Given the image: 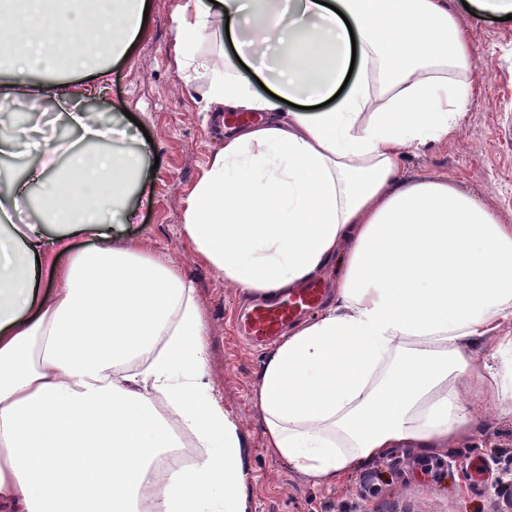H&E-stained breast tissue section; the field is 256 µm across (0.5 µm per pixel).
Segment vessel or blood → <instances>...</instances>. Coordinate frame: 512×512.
I'll list each match as a JSON object with an SVG mask.
<instances>
[{
  "label": "vessel or blood",
  "mask_w": 512,
  "mask_h": 512,
  "mask_svg": "<svg viewBox=\"0 0 512 512\" xmlns=\"http://www.w3.org/2000/svg\"><path fill=\"white\" fill-rule=\"evenodd\" d=\"M324 294V288L316 281L278 293L273 298L254 304L247 313L236 317L234 329L243 333L253 346L269 347L288 326L321 308Z\"/></svg>",
  "instance_id": "vessel-or-blood-1"
}]
</instances>
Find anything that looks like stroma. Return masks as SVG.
Returning <instances> with one entry per match:
<instances>
[{"label":"stroma","instance_id":"stroma-1","mask_svg":"<svg viewBox=\"0 0 512 512\" xmlns=\"http://www.w3.org/2000/svg\"><path fill=\"white\" fill-rule=\"evenodd\" d=\"M147 2L137 40L112 63L100 115L115 127L114 149L142 153L153 193L147 201L130 196L137 223H123L113 212L102 219L112 226L110 246L162 258L195 287L207 375L241 438L244 512H497L500 493L512 490V404L436 453L440 467L425 481L411 467L419 458L411 448L393 449L333 482L317 481L266 452L259 395L269 355L234 337L229 317L243 294L182 232L184 203L224 142V116L205 110L203 81L185 84L179 72L172 18L182 0ZM447 3L471 48L472 94L458 130L402 156V176L446 178L475 195L499 223L512 225V20L475 16L461 0ZM13 108L24 136H58L84 148L59 102L21 94ZM474 461L487 472L480 492L472 485Z\"/></svg>","mask_w":512,"mask_h":512}]
</instances>
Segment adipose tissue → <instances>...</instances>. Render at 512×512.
<instances>
[{"mask_svg":"<svg viewBox=\"0 0 512 512\" xmlns=\"http://www.w3.org/2000/svg\"><path fill=\"white\" fill-rule=\"evenodd\" d=\"M145 8L0 0V46L19 77L65 59L78 104L110 84L97 58L125 54ZM173 26L208 107L261 115L225 134L185 201V237L250 296L339 272L335 306L264 366L268 454L331 482L392 448L430 455L512 401V336L493 333L512 323V226L446 179L401 178L402 153L458 128L472 91L444 0H184ZM224 30L256 69L226 59ZM19 87L0 83V156L25 151ZM68 118L93 150L61 166L64 144L45 141L25 184L0 168L1 216L42 190L37 218L0 239V512H242L241 439L207 379L192 283L102 245V213L137 219L143 160L98 151L112 130L88 112ZM76 232L100 247L74 252ZM186 432L196 463L161 474Z\"/></svg>","mask_w":512,"mask_h":512,"instance_id":"obj_1","label":"adipose tissue"}]
</instances>
